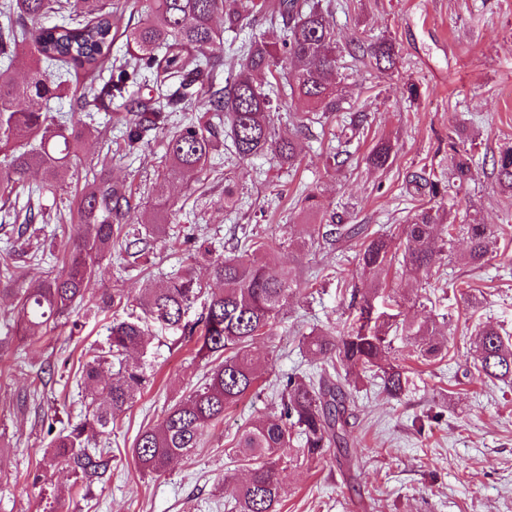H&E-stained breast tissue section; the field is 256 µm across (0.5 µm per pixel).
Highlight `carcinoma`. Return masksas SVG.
<instances>
[{
  "label": "carcinoma",
  "instance_id": "cac0c4a2",
  "mask_svg": "<svg viewBox=\"0 0 512 512\" xmlns=\"http://www.w3.org/2000/svg\"><path fill=\"white\" fill-rule=\"evenodd\" d=\"M0 15L9 19L0 30V143L13 145L0 163V195L22 187L28 196L54 186L70 170L73 157L93 134L91 126L76 118L92 105L109 110L112 101L124 98L130 85L146 75L156 76V86L177 81L183 92L161 94L137 104V110L117 117L123 126L122 140L133 151L151 131L166 133L165 162L170 174L201 175L221 137L231 140L241 158L270 152L280 162L296 158L294 138H276L271 113L286 94L305 100L315 123L321 115L343 110L345 86L338 76L340 54L331 23V11L321 0H152V6L127 35L133 52L103 78L104 63L112 53V12L107 0H0ZM224 19L233 31L258 16L279 19L281 42L252 39L242 54L239 72L226 86L211 90L210 79L221 65L220 34L214 18ZM54 22L44 24L43 19ZM379 70H390L399 54L389 40L362 47ZM28 67L19 82L13 72L15 60ZM291 63L292 73L263 90L254 82L256 72L272 71ZM83 71L91 81L73 93L68 109L55 113L19 108L65 90L69 76ZM208 96L207 111L213 117H194L169 128L177 112H190L193 99ZM448 148L453 161L451 184L460 190L473 177L471 149L452 135ZM392 144L378 141L366 160L374 168L388 165ZM497 180L501 190L512 194V146L499 152ZM42 174V183H27L29 172ZM79 203L78 245L71 261L57 273L27 288H14L18 295V333L39 339L58 326L85 298L99 257L118 249L123 258L145 255L147 238L128 231L138 208L134 193L112 182L103 172L89 168ZM167 211L159 210L143 228L152 236L164 230ZM310 245L323 248L363 236L358 253L362 276L373 287L362 292L361 318L336 337L313 334L302 338L312 355H321L329 368L319 378L287 377L280 392L281 414L277 419L258 420L241 432L232 453L249 463L248 479L224 480L232 512H278L286 487L280 478L283 464L322 461L332 447L347 443L351 377H378L383 391L402 396L411 379L407 368L391 356L388 321L372 318L370 295L393 259L392 242L383 235H366L352 224H311ZM402 266L411 275L428 270L442 260L444 246L458 235L466 239L462 260L481 265L497 253L490 225L442 224L434 207L420 209L406 225ZM188 250L208 257L212 275L221 287L210 290L188 268L174 279L142 290L137 298L142 315L112 324L104 344L85 352L82 383L92 395L91 409L67 432L51 436L52 460L81 474L86 483L100 481L109 470V449L117 416L133 403L150 383L146 367L131 362L129 353L146 354L152 340L151 324L171 329L194 346L195 357L209 366L202 383L186 398L165 410L153 427L141 431L132 448L140 472L160 475L175 459L198 447L203 436L224 422L225 410L255 388L256 361L251 347L270 336L275 320L297 284L284 268L274 273L270 259L276 242L245 237L248 253L241 256L213 254L204 237H186ZM201 312L190 320L196 302ZM418 357L435 362L448 354L438 343L432 323L408 326ZM468 359L477 376L491 383L512 384V335L483 326L470 343Z\"/></svg>",
  "mask_w": 512,
  "mask_h": 512
}]
</instances>
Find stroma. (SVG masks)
<instances>
[{"mask_svg": "<svg viewBox=\"0 0 512 512\" xmlns=\"http://www.w3.org/2000/svg\"><path fill=\"white\" fill-rule=\"evenodd\" d=\"M114 18L111 65L128 53L126 32L140 19L146 0H109ZM341 45L391 40L403 63L380 72L370 63L342 55L347 108L367 116L364 139L337 141L340 113L312 124L299 142L294 165L260 154L248 159L219 145L200 178L164 180L165 137L150 132L133 152L117 149L119 126L112 112L92 109L84 122L98 129L73 166L104 168L112 180L132 186L144 214L157 199L174 205L172 222L182 234H201L223 249L230 229L240 226L279 241L274 262L290 269L299 290L280 312L270 339L257 342L261 386L227 409L224 423L198 448L170 464L161 476L139 473L131 448L139 431L154 426L164 410L187 396L205 373L192 344L170 331L156 332L145 362L151 381L119 419L112 435L108 481L81 485L74 474L44 455L49 422H76L86 392L80 382L81 353L105 341L113 321L138 314L134 301L152 279L173 278L185 268L206 287H215L208 262L159 236L147 263L127 266L102 257L84 302L68 325L39 340L8 336L17 315L14 295L0 296V512H224V480L243 481L248 468L232 459L243 427L280 412L279 381L294 372L319 371L322 361L299 347L312 332L339 333L359 312L354 290L364 286L355 255L359 240L341 248L314 250L307 237L301 200L316 194L322 218L365 224L404 242V227L423 202L413 182L423 176L447 182L449 133L475 144L476 172L459 193L435 197L447 224L471 218L491 225L496 257L472 266L455 238L452 262L413 277L399 266L382 275L374 315L392 322V352L409 369L412 383L401 398L368 381L352 393L354 418L346 447L320 463L288 469L280 512H512V387L481 381L463 356L475 329L486 324L512 334V196L502 193L494 168L502 147L512 145V0H331ZM418 86L416 98L403 95ZM394 151L377 170L365 157L380 140ZM233 185L238 204L224 206V187ZM77 179L43 190L35 203L50 224L29 240L0 228V251L14 248L17 287L61 270L76 238ZM43 250L41 262L30 259ZM124 289L128 299L102 306L100 294ZM432 320L439 341L449 344L440 362L416 361L405 324ZM44 379L39 402L22 404L31 383ZM40 471L41 483L30 474Z\"/></svg>", "mask_w": 512, "mask_h": 512, "instance_id": "1", "label": "stroma"}]
</instances>
